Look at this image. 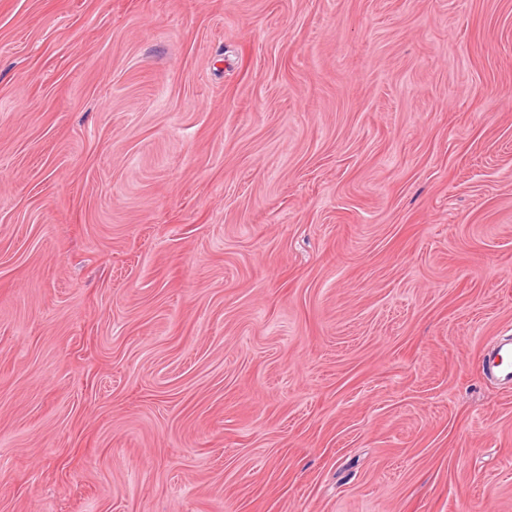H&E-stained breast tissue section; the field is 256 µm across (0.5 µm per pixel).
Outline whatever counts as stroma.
<instances>
[{
    "label": "stroma",
    "mask_w": 512,
    "mask_h": 512,
    "mask_svg": "<svg viewBox=\"0 0 512 512\" xmlns=\"http://www.w3.org/2000/svg\"><path fill=\"white\" fill-rule=\"evenodd\" d=\"M512 0H0V512H512ZM481 371L504 384L512 383V340L503 339L485 355Z\"/></svg>",
    "instance_id": "obj_1"
}]
</instances>
